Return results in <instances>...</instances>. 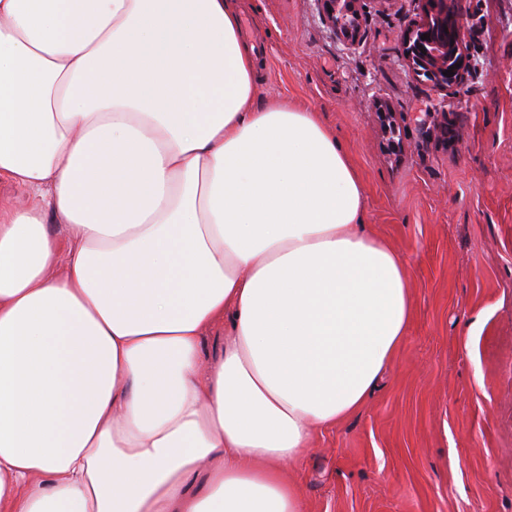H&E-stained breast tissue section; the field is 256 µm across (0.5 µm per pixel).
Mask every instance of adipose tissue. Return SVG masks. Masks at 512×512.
I'll return each instance as SVG.
<instances>
[{
    "instance_id": "adipose-tissue-1",
    "label": "adipose tissue",
    "mask_w": 512,
    "mask_h": 512,
    "mask_svg": "<svg viewBox=\"0 0 512 512\" xmlns=\"http://www.w3.org/2000/svg\"><path fill=\"white\" fill-rule=\"evenodd\" d=\"M255 75L240 0H0V512H302L403 343L409 263Z\"/></svg>"
}]
</instances>
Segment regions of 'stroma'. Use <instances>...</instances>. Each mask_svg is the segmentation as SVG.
Listing matches in <instances>:
<instances>
[{
    "mask_svg": "<svg viewBox=\"0 0 512 512\" xmlns=\"http://www.w3.org/2000/svg\"><path fill=\"white\" fill-rule=\"evenodd\" d=\"M456 8L477 69L446 92L401 57L419 0H362L351 47L318 0H244L260 96L321 112L412 264L392 363L285 470L303 512H512V0Z\"/></svg>",
    "mask_w": 512,
    "mask_h": 512,
    "instance_id": "1",
    "label": "stroma"
}]
</instances>
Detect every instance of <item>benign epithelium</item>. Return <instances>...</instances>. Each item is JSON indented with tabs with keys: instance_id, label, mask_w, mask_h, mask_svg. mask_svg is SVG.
<instances>
[{
	"instance_id": "7a95c632",
	"label": "benign epithelium",
	"mask_w": 512,
	"mask_h": 512,
	"mask_svg": "<svg viewBox=\"0 0 512 512\" xmlns=\"http://www.w3.org/2000/svg\"><path fill=\"white\" fill-rule=\"evenodd\" d=\"M325 19L344 40L354 42L360 34L357 4L360 0H318ZM454 0H421L422 15L402 35V57L413 72L428 75L433 86L457 87L474 70L473 59L463 47V25L452 7ZM429 39H421L422 35ZM452 70L447 77L444 71Z\"/></svg>"
}]
</instances>
